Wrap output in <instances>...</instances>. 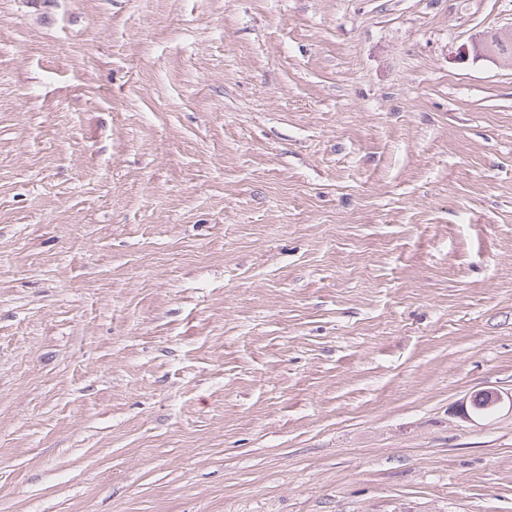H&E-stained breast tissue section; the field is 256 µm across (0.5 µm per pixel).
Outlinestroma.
<instances>
[{
  "instance_id": "obj_1",
  "label": "stroma",
  "mask_w": 512,
  "mask_h": 512,
  "mask_svg": "<svg viewBox=\"0 0 512 512\" xmlns=\"http://www.w3.org/2000/svg\"><path fill=\"white\" fill-rule=\"evenodd\" d=\"M510 25L0 0V512H512ZM502 399L501 394L494 390L476 392L460 402L461 415L467 420H472V414H476V411L497 408Z\"/></svg>"
}]
</instances>
